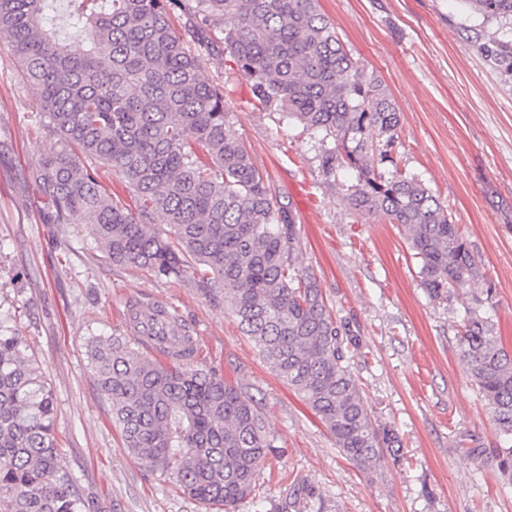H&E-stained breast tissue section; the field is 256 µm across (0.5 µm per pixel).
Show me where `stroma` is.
<instances>
[{
    "instance_id": "35a3bbf8",
    "label": "stroma",
    "mask_w": 512,
    "mask_h": 512,
    "mask_svg": "<svg viewBox=\"0 0 512 512\" xmlns=\"http://www.w3.org/2000/svg\"><path fill=\"white\" fill-rule=\"evenodd\" d=\"M346 48L383 81L401 122L397 163L448 208L479 273L432 299L399 225L363 215L327 179L314 138L264 110L221 40L202 52L201 73L224 94L235 133L253 162L296 208L300 263L315 273L338 321L354 335L351 369L377 425L402 441L397 455L362 469L278 379L220 297L197 280L160 279L112 265L76 224H54L35 207L29 178L53 147L8 45L0 42V309L41 366L55 405L63 465L108 512H224L184 494L128 455L86 356L88 337L125 333L132 298L173 306L196 333V364L259 402L276 439L258 477L260 509L310 512L292 494L307 484L328 512H512V475L488 406L458 355V331L474 296L512 349V57L499 55L481 18L459 0H320Z\"/></svg>"
}]
</instances>
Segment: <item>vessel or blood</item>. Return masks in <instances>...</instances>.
I'll list each match as a JSON object with an SVG mask.
<instances>
[{"instance_id":"vessel-or-blood-1","label":"vessel or blood","mask_w":512,"mask_h":512,"mask_svg":"<svg viewBox=\"0 0 512 512\" xmlns=\"http://www.w3.org/2000/svg\"><path fill=\"white\" fill-rule=\"evenodd\" d=\"M124 318L127 331L145 337L152 352L181 358L197 353L191 329L166 304L130 300L125 304Z\"/></svg>"}]
</instances>
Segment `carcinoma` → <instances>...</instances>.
Wrapping results in <instances>:
<instances>
[{
  "instance_id": "obj_1",
  "label": "carcinoma",
  "mask_w": 512,
  "mask_h": 512,
  "mask_svg": "<svg viewBox=\"0 0 512 512\" xmlns=\"http://www.w3.org/2000/svg\"><path fill=\"white\" fill-rule=\"evenodd\" d=\"M462 2L512 30V0ZM176 9L189 19L180 33L170 22ZM216 29L262 108L317 136L324 175L354 173L349 204L404 229L430 297L477 276L452 215L423 180L382 170L394 163L400 112L319 0H0V41L37 87L58 145L31 173L38 204L53 223L80 225L115 265L161 279L200 273L336 448L370 468L397 436L373 423L349 333L314 273L297 266L292 202L273 193L232 129L224 93L201 76L199 50ZM104 167L125 181L135 208L113 199ZM492 309L491 298L475 299L458 352L512 443V352ZM10 321L0 314V512H104L61 467L51 390ZM86 353L131 456L202 504L261 506L256 481L274 438L257 404L214 372L144 354L131 336H91Z\"/></svg>"
}]
</instances>
